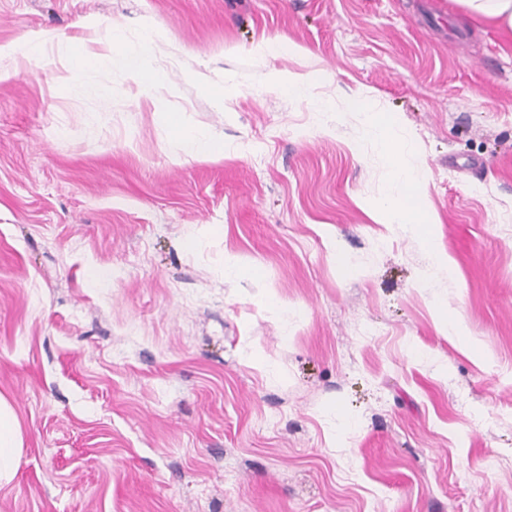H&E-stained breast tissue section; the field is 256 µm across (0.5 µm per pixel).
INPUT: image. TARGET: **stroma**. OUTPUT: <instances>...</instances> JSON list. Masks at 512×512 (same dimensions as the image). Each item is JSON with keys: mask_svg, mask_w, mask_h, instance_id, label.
Segmentation results:
<instances>
[{"mask_svg": "<svg viewBox=\"0 0 512 512\" xmlns=\"http://www.w3.org/2000/svg\"><path fill=\"white\" fill-rule=\"evenodd\" d=\"M111 20L162 29L154 99L75 65ZM339 88L394 117L431 241L368 215L401 187L314 114ZM168 113L223 159H175ZM510 217L512 32L456 0H0V512H512ZM259 83L272 82L280 87V89L293 99H304L307 97L310 86L309 77L287 73H263L258 78ZM23 439L15 412L0 396V483L10 482L16 475L22 454Z\"/></svg>", "mask_w": 512, "mask_h": 512, "instance_id": "obj_1", "label": "stroma"}]
</instances>
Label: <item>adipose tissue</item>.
Segmentation results:
<instances>
[{
	"instance_id": "obj_1",
	"label": "adipose tissue",
	"mask_w": 512,
	"mask_h": 512,
	"mask_svg": "<svg viewBox=\"0 0 512 512\" xmlns=\"http://www.w3.org/2000/svg\"><path fill=\"white\" fill-rule=\"evenodd\" d=\"M107 35L111 43L109 51L77 55V62L98 69L139 74L151 67L163 39L159 28L150 27L145 29L137 46L124 47V27L116 21L109 23ZM172 126L182 156L210 160L223 158L222 142L190 130L178 120L173 121ZM389 153L395 159V176L403 184L405 192L399 197L385 195L373 200L369 202L368 209L374 217L386 223L398 224L412 234H420L424 224L431 221L427 201L414 191L417 182L424 176V170L416 164L399 162L400 150L397 147H390ZM22 447V433L15 412L9 402L0 397V483L10 482L15 477Z\"/></svg>"
}]
</instances>
